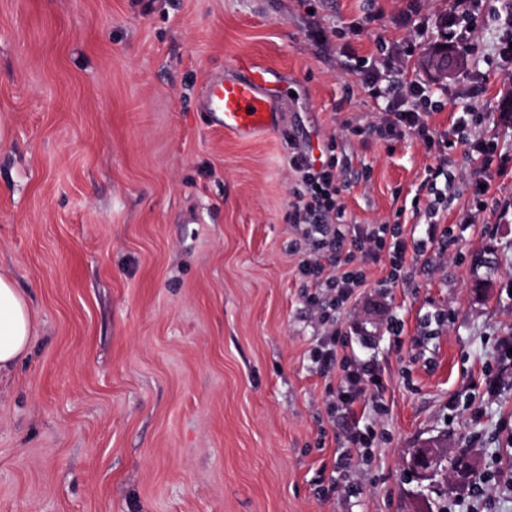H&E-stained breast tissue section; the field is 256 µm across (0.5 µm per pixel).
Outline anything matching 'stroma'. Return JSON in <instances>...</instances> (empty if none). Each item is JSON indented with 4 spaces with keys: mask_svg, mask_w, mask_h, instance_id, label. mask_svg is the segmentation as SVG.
I'll use <instances>...</instances> for the list:
<instances>
[{
    "mask_svg": "<svg viewBox=\"0 0 512 512\" xmlns=\"http://www.w3.org/2000/svg\"><path fill=\"white\" fill-rule=\"evenodd\" d=\"M503 2L483 0L468 66L438 84L408 45H436L452 0H0V272L35 316L0 379V512H512L495 478L512 474V378L484 386L512 336ZM379 47L401 62L382 86L445 101L425 120L448 149L378 133L392 98L358 61ZM237 58L273 71L279 96L278 129L250 140L199 110ZM473 139L492 156L467 154ZM297 146L349 159L346 224L419 238L431 171L463 173L440 191L448 241L407 253L393 283L381 255L337 310L344 353L381 383L333 418L341 374L310 360L323 329L288 222ZM436 436L471 470L423 489L404 457Z\"/></svg>",
    "mask_w": 512,
    "mask_h": 512,
    "instance_id": "1",
    "label": "stroma"
}]
</instances>
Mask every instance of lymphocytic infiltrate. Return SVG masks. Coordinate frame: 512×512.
<instances>
[{
  "label": "lymphocytic infiltrate",
  "mask_w": 512,
  "mask_h": 512,
  "mask_svg": "<svg viewBox=\"0 0 512 512\" xmlns=\"http://www.w3.org/2000/svg\"><path fill=\"white\" fill-rule=\"evenodd\" d=\"M431 107L429 95L418 84L399 83L392 109L383 123L385 136L397 138L409 130L422 140H429L430 131L422 113ZM289 165L303 185L289 216L297 234L295 250L301 255L297 270L307 287V307L325 328L310 352L311 360L324 374L342 367L339 385L329 391L328 406L349 413L364 394L365 383L376 382L377 375L367 363L340 357L333 312L347 305L357 289L365 287L366 267L377 261L381 252L389 254V280H397L406 263L407 244L396 225L345 228L340 196L348 186L344 177L347 161L333 154L323 159L308 154L291 157Z\"/></svg>",
  "instance_id": "f902f5d3"
}]
</instances>
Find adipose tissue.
<instances>
[{
    "mask_svg": "<svg viewBox=\"0 0 512 512\" xmlns=\"http://www.w3.org/2000/svg\"><path fill=\"white\" fill-rule=\"evenodd\" d=\"M35 320L10 276L0 273V374L9 373L28 350Z\"/></svg>",
    "mask_w": 512,
    "mask_h": 512,
    "instance_id": "1",
    "label": "adipose tissue"
}]
</instances>
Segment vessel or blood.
I'll return each mask as SVG.
<instances>
[{"instance_id": "obj_1", "label": "vessel or blood", "mask_w": 512, "mask_h": 512, "mask_svg": "<svg viewBox=\"0 0 512 512\" xmlns=\"http://www.w3.org/2000/svg\"><path fill=\"white\" fill-rule=\"evenodd\" d=\"M249 78L208 82L202 94V109L210 113L225 132L242 140L269 133L278 126L277 100L268 82V71L248 64Z\"/></svg>"}]
</instances>
